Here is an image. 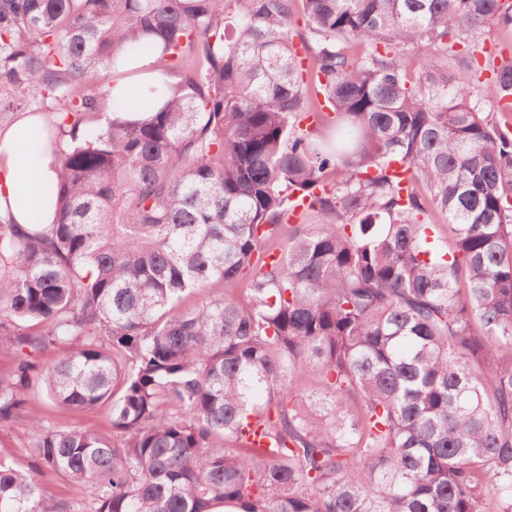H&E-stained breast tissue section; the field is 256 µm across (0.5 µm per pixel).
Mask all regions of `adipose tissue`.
<instances>
[{"instance_id":"ef3b65f1","label":"adipose tissue","mask_w":512,"mask_h":512,"mask_svg":"<svg viewBox=\"0 0 512 512\" xmlns=\"http://www.w3.org/2000/svg\"><path fill=\"white\" fill-rule=\"evenodd\" d=\"M110 104L129 119L146 117L157 101L142 86L116 81ZM55 157L35 117L25 115L0 136V214L17 224L52 223Z\"/></svg>"}]
</instances>
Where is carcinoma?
<instances>
[{
    "instance_id": "carcinoma-1",
    "label": "carcinoma",
    "mask_w": 512,
    "mask_h": 512,
    "mask_svg": "<svg viewBox=\"0 0 512 512\" xmlns=\"http://www.w3.org/2000/svg\"><path fill=\"white\" fill-rule=\"evenodd\" d=\"M477 30L512 0H0V118L69 137L53 223L0 219L33 459L0 512H67L46 471L90 512H488L490 474L512 512V60ZM144 36L163 103L104 122ZM38 407L41 409V411L47 413V415L59 427L65 428L74 425H80L95 429L106 434H110L111 432L108 404L100 405L95 409L82 414H73L70 412L59 411L47 407L44 404H38ZM48 497L54 498L56 501H68L73 504L70 512H88L89 497H78L74 495L69 483L59 476L41 478Z\"/></svg>"
}]
</instances>
